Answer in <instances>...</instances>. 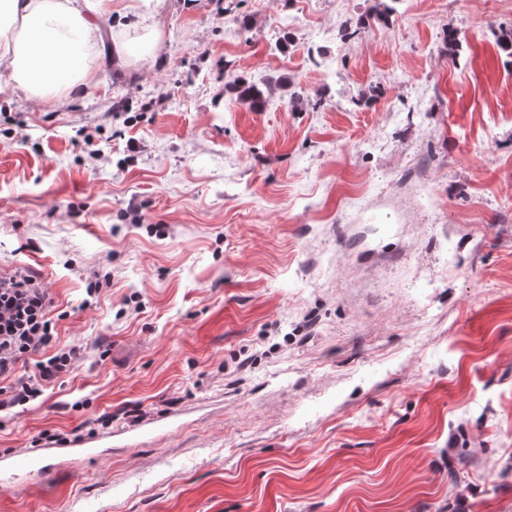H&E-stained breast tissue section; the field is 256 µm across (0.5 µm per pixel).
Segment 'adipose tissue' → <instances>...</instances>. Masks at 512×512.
I'll return each instance as SVG.
<instances>
[{
    "label": "adipose tissue",
    "mask_w": 512,
    "mask_h": 512,
    "mask_svg": "<svg viewBox=\"0 0 512 512\" xmlns=\"http://www.w3.org/2000/svg\"><path fill=\"white\" fill-rule=\"evenodd\" d=\"M0 17L19 31L0 41V67L17 88L54 105L99 81L89 51L111 19L112 0H0Z\"/></svg>",
    "instance_id": "adipose-tissue-1"
}]
</instances>
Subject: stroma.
I'll use <instances>...</instances> for the list:
<instances>
[{
  "label": "stroma",
  "mask_w": 512,
  "mask_h": 512,
  "mask_svg": "<svg viewBox=\"0 0 512 512\" xmlns=\"http://www.w3.org/2000/svg\"><path fill=\"white\" fill-rule=\"evenodd\" d=\"M374 3L165 0L54 107L0 70V273L84 348L0 451L112 438L0 512H512V0ZM225 87L234 93L240 101L249 104L254 109H259L266 103L265 91L263 89L255 84H249L238 77H233L227 81Z\"/></svg>",
  "instance_id": "stroma-1"
}]
</instances>
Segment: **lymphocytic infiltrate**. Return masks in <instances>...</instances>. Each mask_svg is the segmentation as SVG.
Returning a JSON list of instances; mask_svg holds the SVG:
<instances>
[{"label":"lymphocytic infiltrate","mask_w":512,"mask_h":512,"mask_svg":"<svg viewBox=\"0 0 512 512\" xmlns=\"http://www.w3.org/2000/svg\"><path fill=\"white\" fill-rule=\"evenodd\" d=\"M52 301L29 275L0 277V395L1 408L24 406L44 396L48 385L74 369L83 356L79 345L56 347ZM36 358V370L23 366Z\"/></svg>","instance_id":"lymphocytic-infiltrate-1"}]
</instances>
